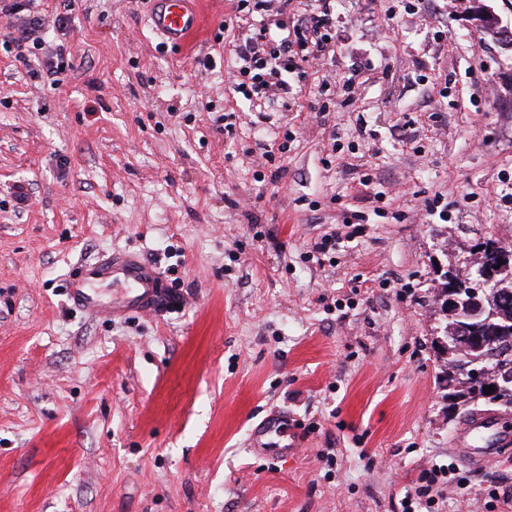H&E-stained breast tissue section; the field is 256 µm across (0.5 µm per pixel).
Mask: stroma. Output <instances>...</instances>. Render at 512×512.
I'll return each instance as SVG.
<instances>
[{
	"label": "stroma",
	"mask_w": 512,
	"mask_h": 512,
	"mask_svg": "<svg viewBox=\"0 0 512 512\" xmlns=\"http://www.w3.org/2000/svg\"><path fill=\"white\" fill-rule=\"evenodd\" d=\"M477 2L512 29V0H336L334 59L265 120L224 82L252 22L230 0H201L188 50L155 0H42L75 68L53 86L0 48V512H402L450 462L466 486L434 512H512V449L453 444L437 295L486 237L512 249V46ZM115 251L177 306L75 307L67 280ZM275 419L301 436L266 456Z\"/></svg>",
	"instance_id": "1"
}]
</instances>
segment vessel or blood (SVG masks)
Segmentation results:
<instances>
[{"label": "vessel or blood", "mask_w": 512, "mask_h": 512, "mask_svg": "<svg viewBox=\"0 0 512 512\" xmlns=\"http://www.w3.org/2000/svg\"><path fill=\"white\" fill-rule=\"evenodd\" d=\"M151 15L155 30L174 43H187L197 32L201 14L189 10L188 0H158ZM112 284L111 301H102L97 293L103 284ZM73 304L90 315H127L151 313L166 303L168 295L156 267L133 253H118L87 266L67 283ZM454 444L463 450L468 463L483 466L493 461L492 446L512 444V435L499 431L492 415L473 414L457 432Z\"/></svg>", "instance_id": "vessel-or-blood-1"}]
</instances>
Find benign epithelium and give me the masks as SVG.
Returning <instances> with one entry per match:
<instances>
[{
    "mask_svg": "<svg viewBox=\"0 0 512 512\" xmlns=\"http://www.w3.org/2000/svg\"><path fill=\"white\" fill-rule=\"evenodd\" d=\"M478 253L488 255L485 266L480 268L476 276L462 272V264L468 262L466 256L457 264L448 267L444 281L448 287L467 291L471 296L466 313L456 316L457 322L451 331L464 339L486 334L494 336L512 329L511 326L498 321L499 315L495 305L499 293H507L503 286L512 282V253L487 243L484 248H475Z\"/></svg>",
    "mask_w": 512,
    "mask_h": 512,
    "instance_id": "1",
    "label": "benign epithelium"
}]
</instances>
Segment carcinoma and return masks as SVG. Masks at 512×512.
I'll return each instance as SVG.
<instances>
[{
	"mask_svg": "<svg viewBox=\"0 0 512 512\" xmlns=\"http://www.w3.org/2000/svg\"><path fill=\"white\" fill-rule=\"evenodd\" d=\"M478 360L490 369L489 380L500 384L497 406L512 409V335L495 336L490 341L475 345L448 337V358L445 361L448 385L454 387V396L463 408L479 404H493L486 398L484 385L469 381L464 373L466 366Z\"/></svg>",
	"mask_w": 512,
	"mask_h": 512,
	"instance_id": "cac0c4a2",
	"label": "carcinoma"
}]
</instances>
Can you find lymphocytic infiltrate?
Segmentation results:
<instances>
[{"label":"lymphocytic infiltrate","mask_w":512,"mask_h":512,"mask_svg":"<svg viewBox=\"0 0 512 512\" xmlns=\"http://www.w3.org/2000/svg\"><path fill=\"white\" fill-rule=\"evenodd\" d=\"M257 7L258 25L231 42L233 89L271 111H288L299 98L290 75L304 74L311 64L325 63L335 54V0H322L319 11L298 17L293 25L288 17L296 0H257ZM0 14L6 18L0 26V45L14 51L34 75L60 84L74 64L64 47L47 46L43 32L50 26L65 29V19H47L36 10L35 0H0Z\"/></svg>","instance_id":"1"}]
</instances>
